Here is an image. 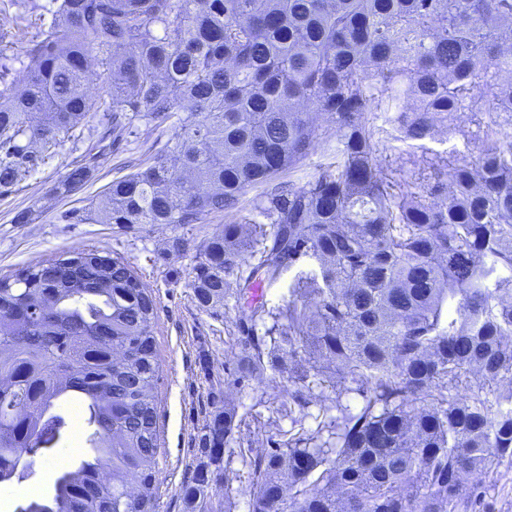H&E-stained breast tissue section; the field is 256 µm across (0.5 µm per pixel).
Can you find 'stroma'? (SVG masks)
<instances>
[{
    "instance_id": "35a3bbf8",
    "label": "stroma",
    "mask_w": 512,
    "mask_h": 512,
    "mask_svg": "<svg viewBox=\"0 0 512 512\" xmlns=\"http://www.w3.org/2000/svg\"><path fill=\"white\" fill-rule=\"evenodd\" d=\"M183 113H173L163 127L139 123L135 137L113 147L101 143L92 180L78 194L57 196L55 186L81 160L86 141L67 142L57 153L25 173L12 192L0 195V275L11 274L56 252L81 246H95L123 255L150 286L156 299V347L160 363L157 392L159 422L163 431L159 459L157 512H188L182 485L196 453L194 442L209 410L213 384H220L223 401L235 408L243 422L235 433L240 447H268L267 435L258 434L257 417H268L281 403L289 401L295 386L289 372H268L262 382L233 379L240 349L235 342L240 311L234 299L208 311L197 307L192 288L193 268L200 244L222 232L231 217L211 215L201 223L163 225L123 230L113 224L82 221L81 214L91 199L97 198L117 178L133 172L144 159L159 149L182 123ZM483 115L466 112L452 117L454 136H440L429 142L430 150L476 154L482 134ZM32 211L28 224L16 223V215ZM189 240L188 249L174 250L176 240ZM208 355L212 369L203 372L199 358ZM296 365L317 368L316 383L304 408L307 429L335 415L337 404L357 408L358 395L336 385L333 366L308 353H300ZM79 406L75 399L63 403L66 428L57 445L36 458L32 474L22 481L0 484V512H16L28 498V490L40 488L42 495L53 491L57 463L74 456L84 447L85 437L77 428ZM239 459L228 466V485L210 488L213 512H249L251 488L239 479ZM469 483L482 484L485 495L476 512H512V465L493 464L473 472Z\"/></svg>"
}]
</instances>
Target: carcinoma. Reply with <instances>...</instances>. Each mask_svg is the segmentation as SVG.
Returning a JSON list of instances; mask_svg holds the SVG:
<instances>
[{
    "instance_id": "carcinoma-1",
    "label": "carcinoma",
    "mask_w": 512,
    "mask_h": 512,
    "mask_svg": "<svg viewBox=\"0 0 512 512\" xmlns=\"http://www.w3.org/2000/svg\"><path fill=\"white\" fill-rule=\"evenodd\" d=\"M36 17L29 7L0 32L28 59L19 89L0 91V193L92 113L117 139L187 113L87 216L198 224L261 190L266 222L242 215L201 246L198 307L242 302L237 381L309 347L362 397L312 434L248 449L249 512H473L483 492L468 475L512 463V141L498 121L512 119V0H62L50 24ZM461 112L488 116L477 155L390 153L437 139ZM95 160L56 193L79 192ZM102 257L85 247L0 276V484L32 472L65 424L63 398L86 403L98 449L16 512H156V302L123 256ZM304 261L287 302L251 299ZM66 262V280L47 276ZM105 321L110 342L95 337ZM117 349L130 356L115 364ZM309 377L295 371L280 412L307 403ZM25 402L35 409L21 419ZM236 417L217 407L197 436L192 512H211Z\"/></svg>"
}]
</instances>
